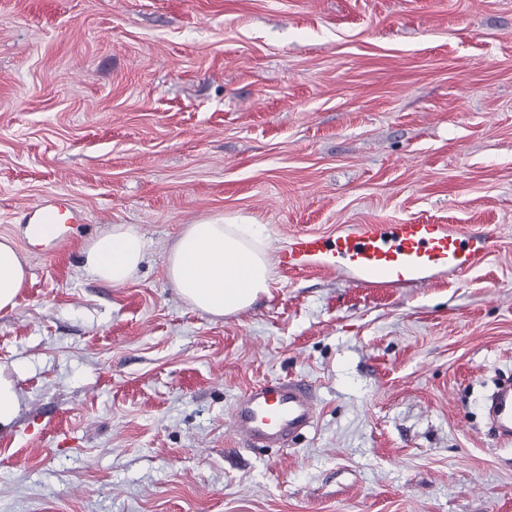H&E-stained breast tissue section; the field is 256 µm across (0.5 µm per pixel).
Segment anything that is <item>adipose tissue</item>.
<instances>
[{
  "instance_id": "obj_1",
  "label": "adipose tissue",
  "mask_w": 512,
  "mask_h": 512,
  "mask_svg": "<svg viewBox=\"0 0 512 512\" xmlns=\"http://www.w3.org/2000/svg\"><path fill=\"white\" fill-rule=\"evenodd\" d=\"M260 224L207 220L186 225L169 249L166 277L192 309L221 318L269 294L273 263ZM145 239L132 224H115L84 251L83 272L120 288L137 276ZM28 270L14 240L0 236V311L16 306Z\"/></svg>"
}]
</instances>
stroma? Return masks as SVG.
<instances>
[{
    "mask_svg": "<svg viewBox=\"0 0 512 512\" xmlns=\"http://www.w3.org/2000/svg\"><path fill=\"white\" fill-rule=\"evenodd\" d=\"M69 216L47 246L24 235ZM291 234L489 225L465 273L382 285L275 269L231 316L166 278L184 225ZM134 224L138 277L81 268ZM0 235L29 276L0 311L20 412L0 512H512V0H0ZM303 379L312 428L244 444L246 389ZM490 415L499 433L511 437L512 433V380H505L492 398Z\"/></svg>",
    "mask_w": 512,
    "mask_h": 512,
    "instance_id": "stroma-1",
    "label": "stroma"
}]
</instances>
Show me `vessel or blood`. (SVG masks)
I'll return each mask as SVG.
<instances>
[{"instance_id": "obj_1", "label": "vessel or blood", "mask_w": 512, "mask_h": 512, "mask_svg": "<svg viewBox=\"0 0 512 512\" xmlns=\"http://www.w3.org/2000/svg\"><path fill=\"white\" fill-rule=\"evenodd\" d=\"M493 247V234L461 233L444 224H358L333 239L295 233L279 261L289 272L339 265L373 282L393 284L432 270L458 273L473 269ZM316 406L308 382L267 380L239 398L231 422L249 443L280 445L312 427ZM490 415L502 436L512 435L511 379L494 394Z\"/></svg>"}]
</instances>
